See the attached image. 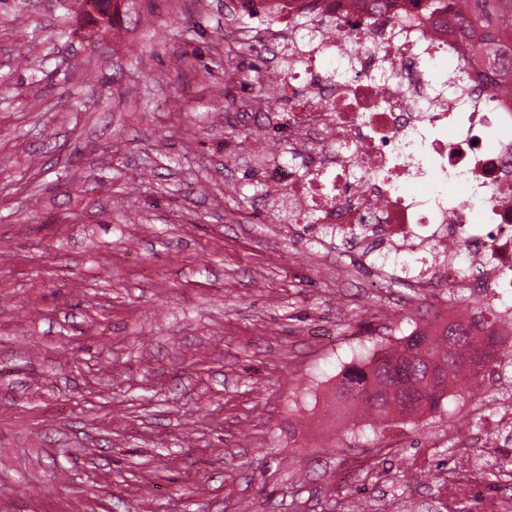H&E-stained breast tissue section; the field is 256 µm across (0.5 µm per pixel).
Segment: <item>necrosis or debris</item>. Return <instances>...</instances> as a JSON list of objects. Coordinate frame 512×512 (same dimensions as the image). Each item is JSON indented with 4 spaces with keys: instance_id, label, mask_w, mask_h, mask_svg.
<instances>
[{
    "instance_id": "4bbe7bcc",
    "label": "necrosis or debris",
    "mask_w": 512,
    "mask_h": 512,
    "mask_svg": "<svg viewBox=\"0 0 512 512\" xmlns=\"http://www.w3.org/2000/svg\"><path fill=\"white\" fill-rule=\"evenodd\" d=\"M275 29L261 72L285 108L260 130L287 140L270 159L277 223L319 222L316 235L363 242L371 267L413 288L512 295V94L483 67L468 84L433 81L468 54L435 27L426 0H264ZM420 254L418 267L402 256Z\"/></svg>"
}]
</instances>
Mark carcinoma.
Instances as JSON below:
<instances>
[{"label": "carcinoma", "instance_id": "obj_1", "mask_svg": "<svg viewBox=\"0 0 512 512\" xmlns=\"http://www.w3.org/2000/svg\"><path fill=\"white\" fill-rule=\"evenodd\" d=\"M427 2L432 16L454 15L456 33L472 43L478 63L496 74L512 73V52L496 43L497 31L512 27V0ZM501 343L497 328L476 318L449 323L436 334L413 331L369 361L343 371L334 402L347 413L352 428L365 418L381 428L398 418H415L437 408L449 391L472 388L478 372L463 368L486 365Z\"/></svg>", "mask_w": 512, "mask_h": 512}]
</instances>
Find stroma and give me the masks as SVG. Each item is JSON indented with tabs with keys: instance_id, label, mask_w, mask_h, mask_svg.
<instances>
[{
	"instance_id": "stroma-1",
	"label": "stroma",
	"mask_w": 512,
	"mask_h": 512,
	"mask_svg": "<svg viewBox=\"0 0 512 512\" xmlns=\"http://www.w3.org/2000/svg\"><path fill=\"white\" fill-rule=\"evenodd\" d=\"M0 0V512H512L476 441L512 349L437 409L349 430L341 372L449 303L270 222L240 68L257 18Z\"/></svg>"
}]
</instances>
